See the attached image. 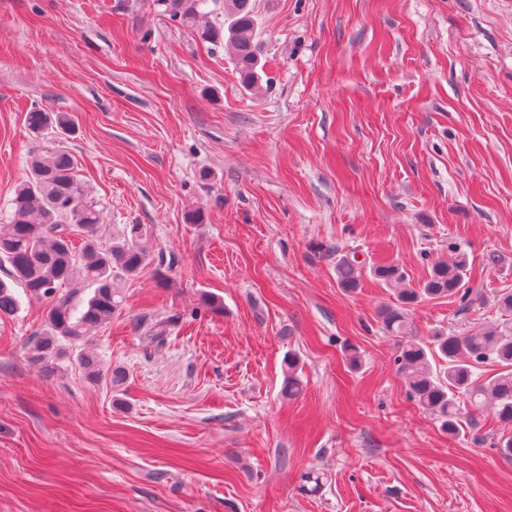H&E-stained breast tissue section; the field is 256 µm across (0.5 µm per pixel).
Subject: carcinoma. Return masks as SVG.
<instances>
[{"label": "carcinoma", "instance_id": "obj_1", "mask_svg": "<svg viewBox=\"0 0 512 512\" xmlns=\"http://www.w3.org/2000/svg\"><path fill=\"white\" fill-rule=\"evenodd\" d=\"M156 2L172 23L198 32L204 40L216 37L213 28L200 22V0ZM224 10L229 20L228 40L242 83L256 89L260 61L254 43L251 0H224ZM27 122L37 136L49 128L57 135L70 131L69 118L60 112L35 109L28 113ZM76 169L75 156L53 141L43 142L41 151L31 157L29 175L15 187L9 200L7 223L0 224V265L8 264L13 281L48 303L46 329L37 337L29 362L49 370L65 354L62 342L79 343L75 362L85 377L93 382L104 379L114 386L124 379L123 373L102 372L89 345L122 305L115 281L138 274L149 260L147 228L127 224L120 237L102 244L101 210L88 196ZM75 231L84 237L79 248L72 242ZM467 266L463 253L449 262L434 263L422 286L400 289L397 303L381 311L385 332L400 338L395 364L409 394L436 416L441 429L450 435L460 431L464 415L487 405L500 422L512 428V321L489 332H440L429 347L417 339L409 320L408 306L423 296L458 295L463 305H469ZM372 274L390 285L404 281V274L394 265L376 266ZM337 275L340 287L353 290L360 283L362 271L355 262L344 259L337 264ZM77 286L92 290L82 308L75 303ZM18 308L11 286L0 280V317L11 316ZM436 357L445 362L441 375L431 364ZM491 359L507 370L479 380L474 369Z\"/></svg>", "mask_w": 512, "mask_h": 512}]
</instances>
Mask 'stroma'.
<instances>
[{
    "label": "stroma",
    "mask_w": 512,
    "mask_h": 512,
    "mask_svg": "<svg viewBox=\"0 0 512 512\" xmlns=\"http://www.w3.org/2000/svg\"><path fill=\"white\" fill-rule=\"evenodd\" d=\"M252 4L256 90L154 0H0V223L40 144L28 113L62 112L104 237L146 225L153 256L94 340L116 389L29 363L46 303L16 288L0 512H512L502 424L451 436L418 406L379 317L396 290L371 274L416 288L460 249L471 304L411 305L418 336L506 318L512 0ZM336 267L338 284L341 288L354 290L358 287L362 271L358 268L357 265H355V261L343 259L339 264L336 265Z\"/></svg>",
    "instance_id": "1"
}]
</instances>
